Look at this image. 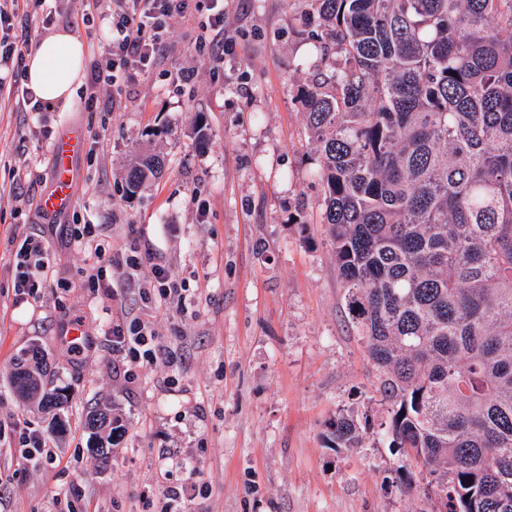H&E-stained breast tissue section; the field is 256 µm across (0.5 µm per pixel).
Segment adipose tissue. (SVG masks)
<instances>
[{
    "mask_svg": "<svg viewBox=\"0 0 512 512\" xmlns=\"http://www.w3.org/2000/svg\"><path fill=\"white\" fill-rule=\"evenodd\" d=\"M85 44L73 33L58 30L31 54L27 83L43 106L55 108L69 102L84 74Z\"/></svg>",
    "mask_w": 512,
    "mask_h": 512,
    "instance_id": "ef3b65f1",
    "label": "adipose tissue"
}]
</instances>
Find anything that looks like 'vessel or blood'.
Segmentation results:
<instances>
[{
  "label": "vessel or blood",
  "instance_id": "obj_1",
  "mask_svg": "<svg viewBox=\"0 0 512 512\" xmlns=\"http://www.w3.org/2000/svg\"><path fill=\"white\" fill-rule=\"evenodd\" d=\"M84 142V134L74 129L66 137L53 144L50 151L53 185L39 202V208L44 218L54 219L70 208L73 202L70 162L74 153L82 150Z\"/></svg>",
  "mask_w": 512,
  "mask_h": 512
}]
</instances>
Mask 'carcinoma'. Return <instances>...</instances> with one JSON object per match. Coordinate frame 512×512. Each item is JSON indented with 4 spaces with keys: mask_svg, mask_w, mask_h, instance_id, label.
Masks as SVG:
<instances>
[{
    "mask_svg": "<svg viewBox=\"0 0 512 512\" xmlns=\"http://www.w3.org/2000/svg\"><path fill=\"white\" fill-rule=\"evenodd\" d=\"M329 41L296 94L319 153L321 223L378 370L381 436L436 512H512V0H311ZM129 164L128 193L161 172ZM34 344L11 372L48 409ZM93 453L118 430L88 412ZM367 426L329 423L332 447Z\"/></svg>",
    "mask_w": 512,
    "mask_h": 512,
    "instance_id": "1",
    "label": "carcinoma"
}]
</instances>
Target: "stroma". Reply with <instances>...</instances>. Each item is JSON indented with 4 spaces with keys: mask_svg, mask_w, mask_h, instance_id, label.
Here are the masks:
<instances>
[{
    "mask_svg": "<svg viewBox=\"0 0 512 512\" xmlns=\"http://www.w3.org/2000/svg\"><path fill=\"white\" fill-rule=\"evenodd\" d=\"M103 45L99 16L78 0H21L19 17ZM207 8L169 20L164 48L135 80L104 84L110 109L83 93L64 106L0 108V512H432L421 484L387 486L399 461L385 442L329 448L341 410L382 421L376 370L352 327L325 225L318 155L296 100L322 68L324 32L310 0H230L224 44L200 56ZM85 133L72 160L74 203L45 223L49 149ZM148 149L161 178L128 194L127 164ZM122 261L111 288H91L92 249ZM40 240L48 282L14 292L15 256ZM136 265H128L129 257ZM164 267L184 287L163 299ZM147 324L154 358L117 349L112 333ZM80 324L72 358L66 329ZM40 345L69 402L52 413L22 402L9 379ZM109 408L124 433L107 459L91 454L88 410ZM48 436L52 460L26 459L17 422Z\"/></svg>",
    "mask_w": 512,
    "mask_h": 512,
    "instance_id": "obj_1",
    "label": "stroma"
}]
</instances>
